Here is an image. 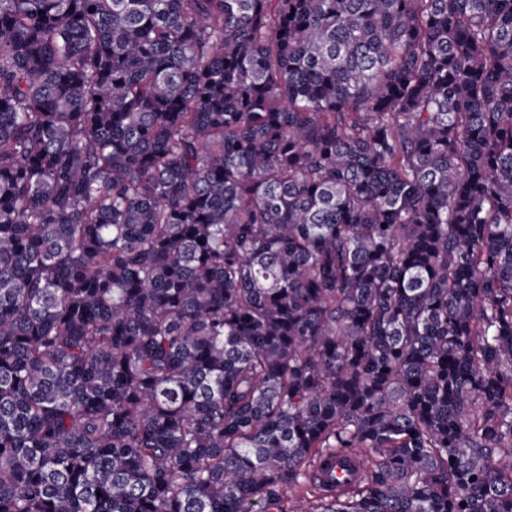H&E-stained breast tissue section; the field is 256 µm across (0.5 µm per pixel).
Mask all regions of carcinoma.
Segmentation results:
<instances>
[{
    "instance_id": "obj_1",
    "label": "carcinoma",
    "mask_w": 512,
    "mask_h": 512,
    "mask_svg": "<svg viewBox=\"0 0 512 512\" xmlns=\"http://www.w3.org/2000/svg\"><path fill=\"white\" fill-rule=\"evenodd\" d=\"M512 512V0H0V512Z\"/></svg>"
}]
</instances>
